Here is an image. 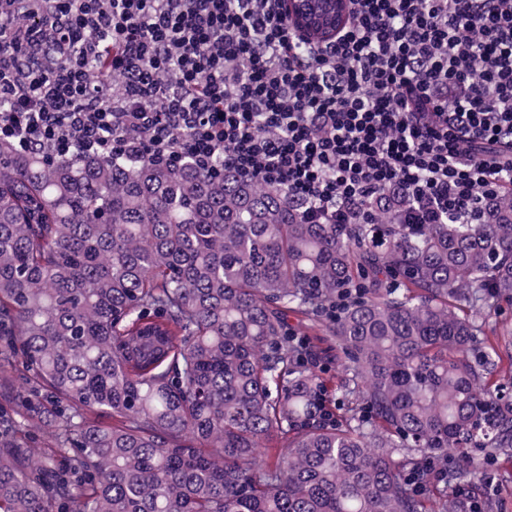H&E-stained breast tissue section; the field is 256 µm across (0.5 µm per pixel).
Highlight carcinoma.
I'll return each instance as SVG.
<instances>
[{"label":"carcinoma","instance_id":"obj_1","mask_svg":"<svg viewBox=\"0 0 512 512\" xmlns=\"http://www.w3.org/2000/svg\"><path fill=\"white\" fill-rule=\"evenodd\" d=\"M401 208L0 140V512H462L473 449L512 457V195Z\"/></svg>","mask_w":512,"mask_h":512}]
</instances>
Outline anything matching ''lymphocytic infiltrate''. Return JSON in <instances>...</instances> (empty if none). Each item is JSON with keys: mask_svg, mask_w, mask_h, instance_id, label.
<instances>
[{"mask_svg": "<svg viewBox=\"0 0 512 512\" xmlns=\"http://www.w3.org/2000/svg\"><path fill=\"white\" fill-rule=\"evenodd\" d=\"M285 0H0V139L190 159L312 224H478L512 190V0H351L315 47ZM56 77H49L56 63Z\"/></svg>", "mask_w": 512, "mask_h": 512, "instance_id": "f902f5d3", "label": "lymphocytic infiltrate"}]
</instances>
